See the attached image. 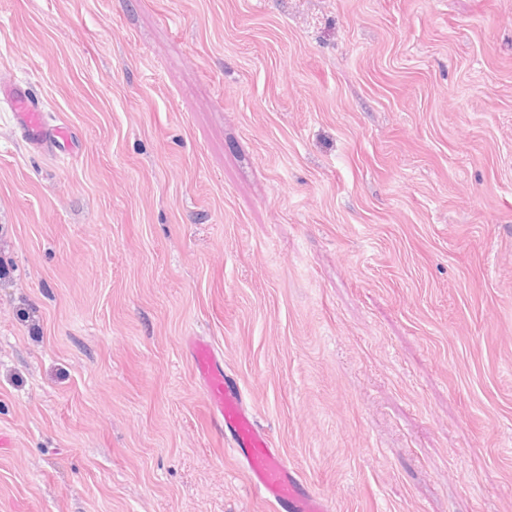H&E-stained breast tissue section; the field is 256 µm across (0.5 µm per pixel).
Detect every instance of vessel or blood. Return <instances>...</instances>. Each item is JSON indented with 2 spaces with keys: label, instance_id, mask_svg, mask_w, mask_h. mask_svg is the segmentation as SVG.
Segmentation results:
<instances>
[{
  "label": "vessel or blood",
  "instance_id": "1",
  "mask_svg": "<svg viewBox=\"0 0 512 512\" xmlns=\"http://www.w3.org/2000/svg\"><path fill=\"white\" fill-rule=\"evenodd\" d=\"M0 100L8 103L22 136L32 145L70 148V130L60 124H48L25 90L0 84ZM185 346L195 375L206 390L210 417L228 430L232 438L231 451L239 460L254 494L272 505L275 512H331L328 501L310 488L288 463L271 435L257 424L240 387L225 372L223 360L212 343L190 336Z\"/></svg>",
  "mask_w": 512,
  "mask_h": 512
}]
</instances>
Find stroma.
<instances>
[{
  "label": "stroma",
  "mask_w": 512,
  "mask_h": 512,
  "mask_svg": "<svg viewBox=\"0 0 512 512\" xmlns=\"http://www.w3.org/2000/svg\"><path fill=\"white\" fill-rule=\"evenodd\" d=\"M0 512H272L184 340L334 512H512V0H0ZM0 100L8 103L22 136L32 145L41 148L49 144L58 145L61 148H56L60 151L71 147L70 130L60 124H48L44 113L31 101L25 90L17 85L0 84Z\"/></svg>",
  "instance_id": "1"
}]
</instances>
